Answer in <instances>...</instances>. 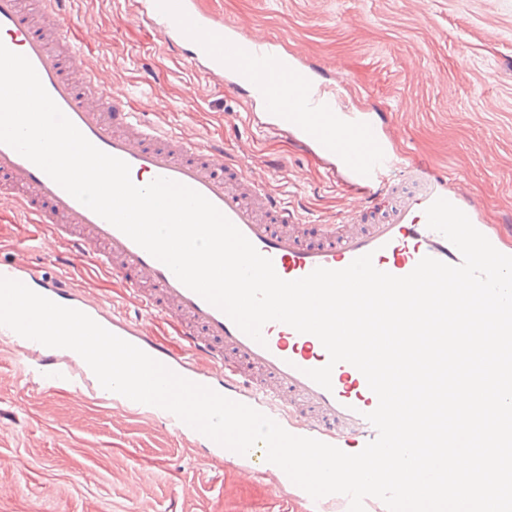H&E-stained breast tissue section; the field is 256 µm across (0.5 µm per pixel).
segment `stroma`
I'll return each mask as SVG.
<instances>
[{
  "label": "stroma",
  "instance_id": "stroma-1",
  "mask_svg": "<svg viewBox=\"0 0 512 512\" xmlns=\"http://www.w3.org/2000/svg\"><path fill=\"white\" fill-rule=\"evenodd\" d=\"M250 36L342 64L350 99L390 113L396 146L464 180L490 223L512 225V0H202ZM67 35L82 65L105 70L108 91L165 129L222 142L263 174L309 223L336 224L347 188L293 141L260 129L248 105L163 51L126 0H65ZM48 228L0 193V261L21 260L115 318L143 315L125 279L86 255L68 267ZM33 357L0 340V512H306L273 475L242 479L193 438L145 418L141 405L92 400L40 379Z\"/></svg>",
  "mask_w": 512,
  "mask_h": 512
}]
</instances>
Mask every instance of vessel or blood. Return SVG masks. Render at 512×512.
Masks as SVG:
<instances>
[{
    "instance_id": "b4317fda",
    "label": "vessel or blood",
    "mask_w": 512,
    "mask_h": 512,
    "mask_svg": "<svg viewBox=\"0 0 512 512\" xmlns=\"http://www.w3.org/2000/svg\"><path fill=\"white\" fill-rule=\"evenodd\" d=\"M37 2L40 18L35 21L22 0H0V42L30 60L48 94L91 143L129 164L134 184L144 186L163 177L196 190L271 259L282 279L296 280L318 267L342 269L367 253L376 269L395 276L409 274L425 256L460 264L458 249L427 226L425 210L440 197L463 210L497 250L512 255V226L489 223L458 179L412 165V189L400 192L388 177L398 154L385 126L366 108L347 101L344 83L317 81L319 65L284 53L279 39L244 35L239 27L202 11L198 0H129L135 16L159 31L165 49L184 52L191 66L222 82L228 93L248 90L251 99L260 102L270 130L293 134L321 154L338 155L345 184L360 195L362 204L345 223L322 225L319 238L308 239L299 209L225 156L222 145L185 141L145 120L143 113L130 111L123 100L105 98L103 74L87 71L83 88H76L51 44L52 36L64 33V0ZM0 175L21 187V194L13 198L16 206L34 223L48 225L63 244L59 265H67L70 254L78 252L90 255L108 273L135 271L139 280L129 288L144 308L175 320L187 347L213 370L205 373L169 357L150 339L143 323L118 321L117 336L175 373L252 406L292 434L351 454L376 438L366 415L378 399L356 367L338 363L328 389L307 377V370L328 361L316 336L270 322L262 329L264 343H257L223 311L183 285L166 265L2 143ZM0 276L38 288L41 295L91 318L99 316L97 308L56 283L42 281L28 266L0 263ZM15 344L20 352L37 353L41 375L81 382L93 399L107 398V390L92 380L76 352L20 336ZM236 460L247 475L273 468L260 445Z\"/></svg>"
}]
</instances>
